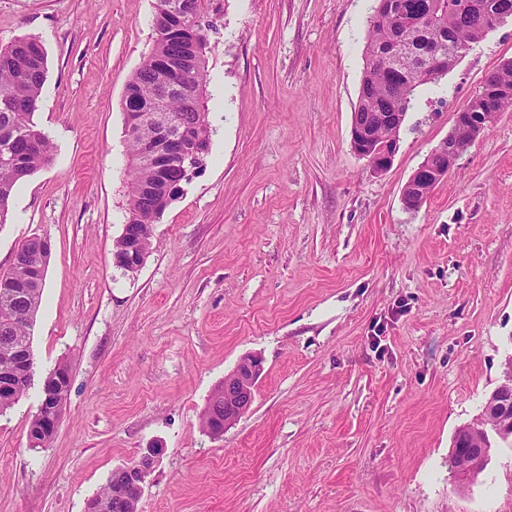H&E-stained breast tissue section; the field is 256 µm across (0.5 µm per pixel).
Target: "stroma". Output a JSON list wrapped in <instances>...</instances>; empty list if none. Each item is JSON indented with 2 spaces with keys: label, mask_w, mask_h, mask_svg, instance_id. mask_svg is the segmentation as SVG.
Returning a JSON list of instances; mask_svg holds the SVG:
<instances>
[{
  "label": "stroma",
  "mask_w": 512,
  "mask_h": 512,
  "mask_svg": "<svg viewBox=\"0 0 512 512\" xmlns=\"http://www.w3.org/2000/svg\"><path fill=\"white\" fill-rule=\"evenodd\" d=\"M153 2L0 0V44L46 51L36 120L55 146L0 227V271L25 239L51 243L33 382L0 415V512H85L154 446L140 512H512V444L465 484L448 463L512 355V112L420 209L401 203L454 110L512 60V19L419 88L377 174L350 146L374 0H222L206 168L129 276L111 255L124 90ZM249 353L264 359L254 402L211 438L202 412ZM62 361V420L30 448Z\"/></svg>",
  "instance_id": "1"
}]
</instances>
